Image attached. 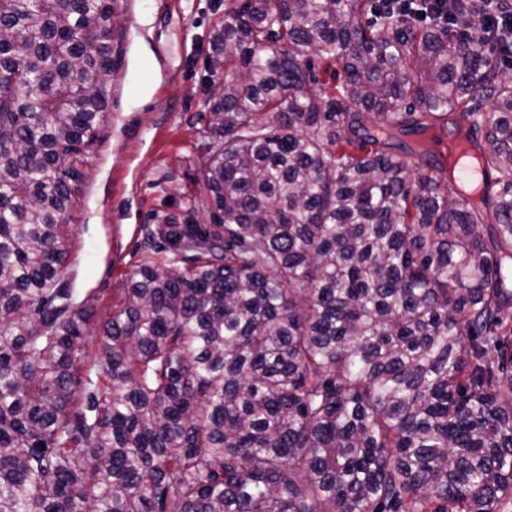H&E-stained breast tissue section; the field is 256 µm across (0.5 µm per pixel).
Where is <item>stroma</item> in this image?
Instances as JSON below:
<instances>
[{
  "mask_svg": "<svg viewBox=\"0 0 512 512\" xmlns=\"http://www.w3.org/2000/svg\"><path fill=\"white\" fill-rule=\"evenodd\" d=\"M224 0H115L107 119L94 142L59 275L95 322L124 299L145 255V227L183 223L205 193L200 172L208 102L224 75L210 71L211 33Z\"/></svg>",
  "mask_w": 512,
  "mask_h": 512,
  "instance_id": "obj_1",
  "label": "stroma"
}]
</instances>
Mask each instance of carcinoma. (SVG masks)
<instances>
[{
	"label": "carcinoma",
	"mask_w": 512,
	"mask_h": 512,
	"mask_svg": "<svg viewBox=\"0 0 512 512\" xmlns=\"http://www.w3.org/2000/svg\"><path fill=\"white\" fill-rule=\"evenodd\" d=\"M112 8L0 0V512H512V45L224 0L213 223L146 230L93 332L59 272ZM460 113L477 201L405 141Z\"/></svg>",
	"instance_id": "carcinoma-1"
}]
</instances>
